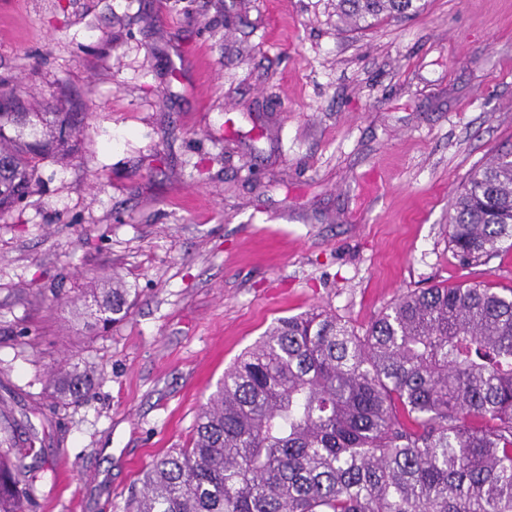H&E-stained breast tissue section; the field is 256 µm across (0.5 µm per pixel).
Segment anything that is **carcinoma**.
<instances>
[{
	"label": "carcinoma",
	"instance_id": "cac0c4a2",
	"mask_svg": "<svg viewBox=\"0 0 512 512\" xmlns=\"http://www.w3.org/2000/svg\"><path fill=\"white\" fill-rule=\"evenodd\" d=\"M419 0H336L349 27ZM0 80V220L40 161L68 150L74 112H21ZM459 262L512 241V148L469 176L448 213ZM75 309L87 325L130 307L114 279ZM79 401V366L58 373ZM36 440L0 439V512H27ZM126 512H512V289L481 283L402 293L356 333L313 311L276 320L224 370L182 448L155 459Z\"/></svg>",
	"mask_w": 512,
	"mask_h": 512
}]
</instances>
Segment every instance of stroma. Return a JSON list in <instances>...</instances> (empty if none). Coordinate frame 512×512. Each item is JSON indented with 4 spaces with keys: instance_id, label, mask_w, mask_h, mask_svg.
<instances>
[{
    "instance_id": "1",
    "label": "stroma",
    "mask_w": 512,
    "mask_h": 512,
    "mask_svg": "<svg viewBox=\"0 0 512 512\" xmlns=\"http://www.w3.org/2000/svg\"><path fill=\"white\" fill-rule=\"evenodd\" d=\"M336 0H0V77L85 130L0 223V401L37 437L32 512H124L224 370L279 318L357 333L404 291L512 288L448 213L512 146V0H422L353 30ZM123 278L108 329L76 319ZM90 380L62 402L49 366Z\"/></svg>"
}]
</instances>
